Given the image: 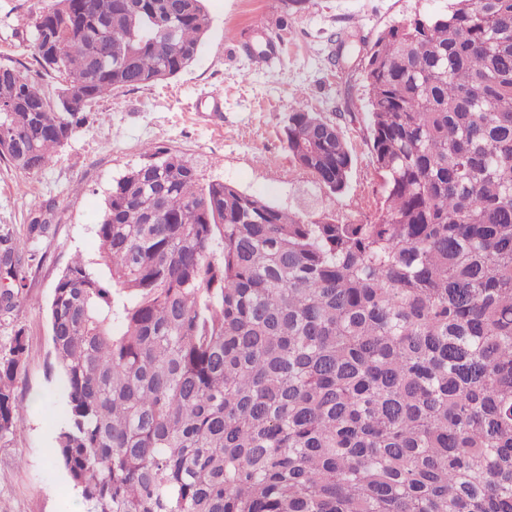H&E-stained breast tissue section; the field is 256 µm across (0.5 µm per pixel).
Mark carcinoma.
Wrapping results in <instances>:
<instances>
[{
    "label": "carcinoma",
    "mask_w": 512,
    "mask_h": 512,
    "mask_svg": "<svg viewBox=\"0 0 512 512\" xmlns=\"http://www.w3.org/2000/svg\"><path fill=\"white\" fill-rule=\"evenodd\" d=\"M30 26L62 83L0 66V160L24 174L101 98L185 71L211 20L204 0H51ZM363 80L369 222L305 218L168 148L112 183L104 275L75 259L49 307L54 459L92 512H512V0L389 27ZM282 141L348 188L343 131L304 100ZM19 264L5 245L21 288ZM26 353L18 331L0 356V435Z\"/></svg>",
    "instance_id": "cac0c4a2"
}]
</instances>
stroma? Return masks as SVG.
I'll use <instances>...</instances> for the list:
<instances>
[{"label": "stroma", "instance_id": "1", "mask_svg": "<svg viewBox=\"0 0 512 512\" xmlns=\"http://www.w3.org/2000/svg\"><path fill=\"white\" fill-rule=\"evenodd\" d=\"M49 0H0V65L35 77L31 36L19 27ZM211 27L196 59L164 83L119 89L39 173L0 161V239H26L24 286L0 311V353L23 331L28 354L15 382L24 407L16 431L0 435V512H69L80 500L52 461L66 413L54 365L49 305L75 257L97 269L95 227L115 179L143 164L145 146L192 161L221 179L294 212L362 219L380 198L362 119L363 67L382 31L417 15L447 12L448 0H310L300 12L282 0H205ZM221 110H214V96ZM303 97L309 111L338 122L354 158L349 185L330 195L289 155L281 131ZM47 204L49 230L28 233L34 203Z\"/></svg>", "mask_w": 512, "mask_h": 512}]
</instances>
